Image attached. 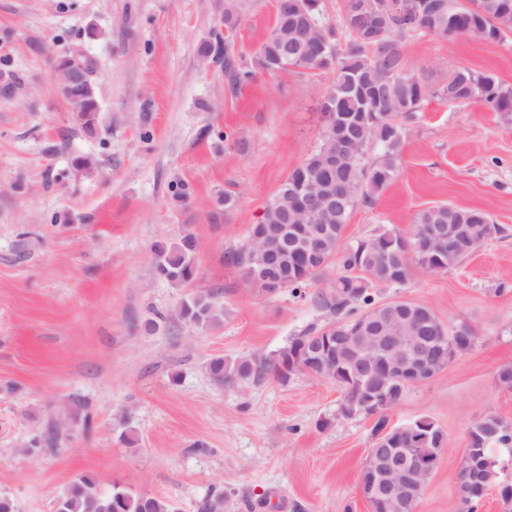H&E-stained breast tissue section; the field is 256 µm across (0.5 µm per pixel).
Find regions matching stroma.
Listing matches in <instances>:
<instances>
[{
  "instance_id": "obj_1",
  "label": "stroma",
  "mask_w": 512,
  "mask_h": 512,
  "mask_svg": "<svg viewBox=\"0 0 512 512\" xmlns=\"http://www.w3.org/2000/svg\"><path fill=\"white\" fill-rule=\"evenodd\" d=\"M226 2L0 0V87H17L0 91V493L18 512H55L81 474L102 492L162 497L177 512H196L213 490L224 493V512H370L358 473L375 421L336 419L334 383L298 374L220 386L206 372L212 357L268 355L332 322L320 298L336 277L331 262L305 296H271L247 287L228 260L319 145L333 76L291 69L229 87L218 39L230 38L238 62L251 65L277 2L236 0L230 33ZM207 41L216 48L205 61ZM73 48L98 63L101 141L74 125L54 90L51 56ZM402 52L436 87L459 67L512 86V37H408ZM76 155L94 158L95 172L73 174ZM179 181L187 200L173 194ZM437 203L483 210L502 232L452 269L418 268L405 284L374 290L377 302L421 303L477 333L470 353L413 385L389 414L393 426L431 417L446 437L417 512H457L468 427L486 414L512 420V389L497 380L512 366V120L479 101L429 100L397 179L354 209L343 241L408 232ZM185 231L200 242L187 290L156 276L152 253ZM216 288L222 326L177 320L187 291ZM157 312L166 322L145 332ZM74 394L89 403L91 432L74 426L61 449L28 454ZM323 417L334 426L318 428Z\"/></svg>"
}]
</instances>
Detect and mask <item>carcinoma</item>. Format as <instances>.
Wrapping results in <instances>:
<instances>
[{
	"instance_id": "cac0c4a2",
	"label": "carcinoma",
	"mask_w": 512,
	"mask_h": 512,
	"mask_svg": "<svg viewBox=\"0 0 512 512\" xmlns=\"http://www.w3.org/2000/svg\"><path fill=\"white\" fill-rule=\"evenodd\" d=\"M304 6L309 19L328 21L324 0H281L276 23L261 45L250 68L239 65L229 44H224V76L233 86L258 73L274 75L288 69L305 71L330 70L333 84L322 105L321 114L329 116L345 128L350 137L346 147L336 138L322 135L321 143L305 161L296 167L280 185L265 207L259 223L250 234L264 241L282 237L288 229L286 214L288 190L292 182L304 177L319 187H328L336 195L333 210L322 215L323 222L335 228L328 238H315L310 247L318 250L320 265L313 267L289 252L279 256L274 265L267 264L264 249L253 244L249 251L229 255L233 266L242 274L250 268L265 271L262 278H244L246 285L268 293L266 277H277L284 288L298 297L331 259H336L340 274L329 295L321 297L322 306L336 321L322 328L310 327L273 353L252 358H212L207 364L211 379L218 385L237 382L261 383L273 378L283 384L307 367L315 378L327 379L341 392L336 416L320 420L326 429L337 419L354 417L350 392L373 390L382 386L383 377L377 363V351L385 336H409L402 303H376L373 289L381 284H404L416 267L445 271L460 264L485 241L500 234L502 228L479 209H465L451 204H437L421 210L410 234L387 231L354 245H342L346 224L356 206L370 203L396 178L401 150L407 130L419 119L425 103L438 98L451 105L482 102L489 110L512 115V95L501 94L500 83L490 73L460 67L448 73V84L435 88L405 69L401 40L406 36L437 35L475 38L485 42H501L512 34V0H426L422 20L415 24L409 18L411 0H372L376 6H391L384 28L372 31L371 15L358 12L361 0H346L343 14L334 31L336 39L325 48L318 47L319 33L298 21L293 2ZM100 107L96 94L84 92L71 114L82 131L100 135ZM377 152L370 158L371 152ZM440 227L446 238L424 245L408 257L402 242L416 240L430 229ZM200 250L197 237L184 232L173 240L156 242L154 271L158 278L178 287H188L195 279L196 257ZM442 328L449 341H455V329H465L471 343L453 346L446 351L438 347L430 329L435 373H440L456 356L470 352L477 339L476 330L467 321L444 325L434 310L419 305ZM180 321L190 326L209 329L224 322L221 291L212 289L189 294L177 309ZM71 420L82 421L89 429L87 402L80 395L70 400ZM390 408H383L374 426L376 448H389L399 436L407 448H428L433 467H438L444 446L434 442L441 428L428 416H420L399 426L388 425ZM68 436V430L48 424L29 442L31 448L54 452ZM468 447L478 451L481 479L469 497L458 501V512H478L479 503L492 488L502 489L504 479L500 462L512 458V421L498 415H484L467 430ZM224 494L210 493L196 504V512H222ZM55 512H176L170 502L148 495H133L115 490L99 491L94 476L83 474L68 487Z\"/></svg>"
}]
</instances>
